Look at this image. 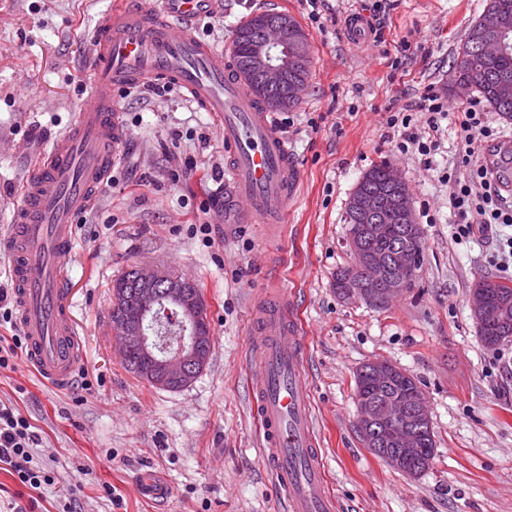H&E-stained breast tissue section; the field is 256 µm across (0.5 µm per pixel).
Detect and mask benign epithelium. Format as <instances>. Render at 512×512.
I'll use <instances>...</instances> for the list:
<instances>
[{
    "instance_id": "1",
    "label": "benign epithelium",
    "mask_w": 512,
    "mask_h": 512,
    "mask_svg": "<svg viewBox=\"0 0 512 512\" xmlns=\"http://www.w3.org/2000/svg\"><path fill=\"white\" fill-rule=\"evenodd\" d=\"M483 39L474 52L489 56L512 52V20L509 12L498 0H491L479 18ZM306 32L291 15L280 13L267 20L257 18L256 35L249 41V69L245 79L253 82L255 92L265 94L282 87L287 88L290 102L300 101L307 89L303 73L310 62ZM448 87L457 94L472 91L475 85L463 77L460 67L450 71ZM390 189L369 193L355 188L349 197L347 209L357 218L348 232L346 246L351 263L337 286V295L346 301H362L372 307L386 308L408 288L417 273L419 257L416 251L399 247L391 255L375 257L365 250L367 239L379 235L391 224L401 225L403 235L413 241L423 238L417 224L410 189L399 171L389 169ZM139 288L129 292L115 289V306L134 308L135 319L112 321L121 351L135 349L147 369L145 380L160 389L174 385L191 384L208 364L212 337L198 328L204 316V302L192 288L195 283L180 276H163L143 267L134 268ZM470 307L479 332H497L505 323L508 302L490 283L479 281L470 293ZM176 307L181 333L170 339L150 336L144 321L158 325L163 317ZM400 372L395 364L385 360H372L364 364L359 374L368 375L381 391L388 389L393 377ZM357 428L363 444L374 454L380 445L391 447L383 455L394 470L405 472L415 462L416 473L427 470L432 458L421 456L424 432L433 431L431 409L421 388L412 390L407 399L397 396L369 398L356 395Z\"/></svg>"
}]
</instances>
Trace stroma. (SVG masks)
<instances>
[{"instance_id":"stroma-1","label":"stroma","mask_w":512,"mask_h":512,"mask_svg":"<svg viewBox=\"0 0 512 512\" xmlns=\"http://www.w3.org/2000/svg\"><path fill=\"white\" fill-rule=\"evenodd\" d=\"M379 4L380 41L350 40L346 23ZM486 0H325L324 23L302 0H221L201 38L231 48L248 16L274 9L306 31L311 76L285 111L288 146L303 181L288 230L272 244L235 223L223 202L224 143L211 115L180 90L148 84L119 96L130 137L77 223L66 262L72 319L83 340L81 377L91 389L45 384L23 357L0 369V401L34 426L36 459L53 468L38 490L0 470V505L27 512H287L261 453L248 384L249 311L277 280L298 308L306 380L339 512H512V341L485 348L469 306L475 281L496 276L491 240L452 236L446 172L464 173L453 119L470 98L448 89L455 49ZM110 0H0V231L22 182L92 92L93 36ZM416 43L403 53V41ZM435 90L449 112L431 159L401 153L390 112ZM388 161L408 182L424 231L411 288L384 309L348 303L335 278L351 261L346 203L372 165ZM145 265L198 285L213 347L204 372L168 391L129 371L111 326L113 286ZM384 359L412 376L432 412L435 457L412 479L364 448L356 427L355 373ZM165 475L168 496L142 501L137 478Z\"/></svg>"}]
</instances>
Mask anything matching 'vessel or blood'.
<instances>
[{"instance_id":"vessel-or-blood-1","label":"vessel or blood","mask_w":512,"mask_h":512,"mask_svg":"<svg viewBox=\"0 0 512 512\" xmlns=\"http://www.w3.org/2000/svg\"><path fill=\"white\" fill-rule=\"evenodd\" d=\"M217 9L218 0H114L95 34L92 100L68 129L49 137L47 152L23 183L13 224L0 234V252L13 260L26 361L55 389L71 387L83 364L65 260L77 217L94 203L128 137L116 102L120 92L171 82L214 116L224 139L226 204L238 223L280 231L300 187L301 169L274 124L273 108L249 91L222 49L194 31L197 20ZM251 326L250 393L263 455L289 512H335L303 376L302 327L287 291L258 299ZM138 491L161 498L169 488L146 470Z\"/></svg>"}]
</instances>
